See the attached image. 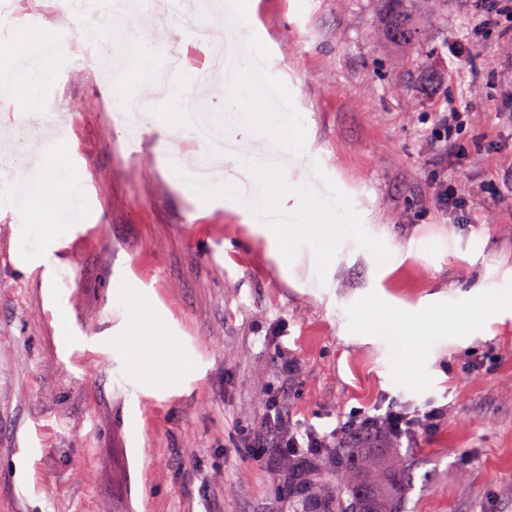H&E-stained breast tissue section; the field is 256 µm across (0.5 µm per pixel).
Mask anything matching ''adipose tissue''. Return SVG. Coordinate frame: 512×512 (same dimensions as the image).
Segmentation results:
<instances>
[{
  "instance_id": "1",
  "label": "adipose tissue",
  "mask_w": 512,
  "mask_h": 512,
  "mask_svg": "<svg viewBox=\"0 0 512 512\" xmlns=\"http://www.w3.org/2000/svg\"><path fill=\"white\" fill-rule=\"evenodd\" d=\"M243 103L248 105L249 112L246 123L241 124L234 121L233 115ZM224 111L230 118L229 123L224 126L225 134L236 135L244 127L259 129L286 139L296 164L310 162L307 120L304 114L294 113L286 116L280 112L268 111L258 91L241 84L237 85L232 95L226 99ZM132 303L142 308L143 313L139 316L125 315L124 335L149 336L153 342L150 354L140 353L128 359V368L133 369L142 380L154 384L165 383L171 377L184 373L188 363L178 355L177 348L169 339L163 324L151 316L148 298L138 294L134 296ZM353 321L367 334L384 337L395 349L404 353L418 346L417 327L421 324L455 336H477L482 332V322L475 314L437 310L415 319L404 316L373 298L363 301Z\"/></svg>"
}]
</instances>
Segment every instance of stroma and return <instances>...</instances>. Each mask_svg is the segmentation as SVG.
<instances>
[{
    "mask_svg": "<svg viewBox=\"0 0 512 512\" xmlns=\"http://www.w3.org/2000/svg\"><path fill=\"white\" fill-rule=\"evenodd\" d=\"M0 0V43L11 63L29 66L44 44L17 50L31 28ZM150 0L140 23L154 37L151 77L85 72L81 47L54 57V78L34 107L81 98L65 140L64 181L96 183L97 229L80 246L78 275L59 284L62 223L46 241L30 228L0 231V512H306L288 487L286 451L255 457L268 400L293 422L330 431L353 414L396 405L439 407L437 426L403 449L411 471L404 512H512V309L488 316L482 335L428 336L417 354L424 385L396 379V355L382 337L350 323L377 295L410 315L434 304L474 310L472 289H512V38L477 35L473 0H414L419 38L396 45L377 35L381 0H251L249 39L231 33L213 0ZM203 32L195 47L224 48L235 67L254 50L270 58L288 109L307 116L313 163L352 201L365 230L397 249L396 266L346 239L325 280H287L251 230L255 194L246 168L230 164L236 141L217 117L225 96L195 72H169L187 44L186 23ZM468 47L472 70L450 54ZM124 86L144 103L141 163L106 127L103 89ZM469 105L457 144L437 141L448 100ZM21 94L0 100V129L28 112ZM225 145L214 180L237 185L244 201L202 202L169 180L196 169L174 131L196 128ZM59 142L39 155H0V193L46 180ZM469 208H440L436 179ZM149 295L151 313L193 361L177 383L155 389L132 379L118 335L114 277ZM296 366L283 371V362Z\"/></svg>",
    "mask_w": 512,
    "mask_h": 512,
    "instance_id": "1",
    "label": "stroma"
}]
</instances>
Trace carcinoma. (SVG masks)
<instances>
[{
	"mask_svg": "<svg viewBox=\"0 0 512 512\" xmlns=\"http://www.w3.org/2000/svg\"><path fill=\"white\" fill-rule=\"evenodd\" d=\"M383 36L393 43L416 39L407 19V0H382ZM336 479L346 486L349 499L324 489L310 499L312 512H402L408 469L395 448H337Z\"/></svg>",
	"mask_w": 512,
	"mask_h": 512,
	"instance_id": "carcinoma-1",
	"label": "carcinoma"
}]
</instances>
